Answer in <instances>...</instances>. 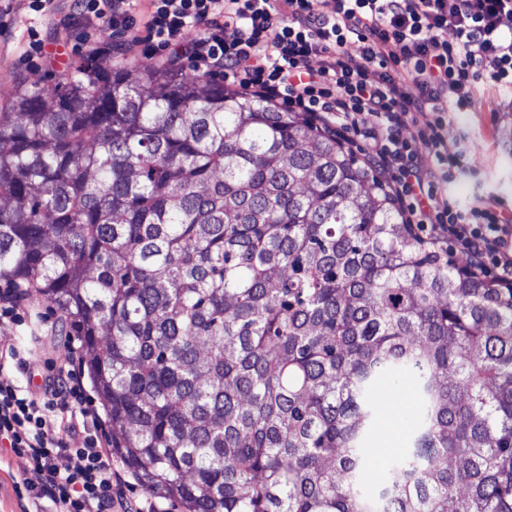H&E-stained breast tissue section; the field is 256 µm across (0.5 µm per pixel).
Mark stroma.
Wrapping results in <instances>:
<instances>
[{
    "mask_svg": "<svg viewBox=\"0 0 512 512\" xmlns=\"http://www.w3.org/2000/svg\"><path fill=\"white\" fill-rule=\"evenodd\" d=\"M73 6L72 0H54L43 14L29 12L23 0H14L9 13L0 15V92L19 84L30 87L54 85L71 74L85 53L81 47V29L72 27L63 37L55 29L61 15ZM38 30L47 41L51 60H29V30ZM498 90L484 89L473 111L451 114L445 128L447 139L465 138L466 157L472 179L457 185L459 197L492 191L512 205V112L498 111ZM377 400L392 399L399 407L393 413L378 411L376 433L369 443V465L364 481L369 488L379 486L391 457L390 450L406 447L415 421V400L409 386L381 385ZM117 474L113 495L126 512H181L179 505L150 492L129 471L124 460L113 457ZM27 468L24 459L0 451V512H27L29 504L15 491V483Z\"/></svg>",
    "mask_w": 512,
    "mask_h": 512,
    "instance_id": "obj_1",
    "label": "stroma"
}]
</instances>
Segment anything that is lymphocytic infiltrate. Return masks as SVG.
Masks as SVG:
<instances>
[{
	"label": "lymphocytic infiltrate",
	"mask_w": 512,
	"mask_h": 512,
	"mask_svg": "<svg viewBox=\"0 0 512 512\" xmlns=\"http://www.w3.org/2000/svg\"><path fill=\"white\" fill-rule=\"evenodd\" d=\"M137 2L74 7L88 31L108 28L145 56L166 51L171 67L221 75L348 134L408 223L512 285V209L453 194L471 170L462 142L443 136L447 114L472 111L481 87L512 90V0H149L143 39ZM36 363L41 385L22 389L18 371ZM85 401L64 359L0 340V443L27 461L15 490L35 512H112V459ZM74 435L81 447H68Z\"/></svg>",
	"instance_id": "obj_1"
}]
</instances>
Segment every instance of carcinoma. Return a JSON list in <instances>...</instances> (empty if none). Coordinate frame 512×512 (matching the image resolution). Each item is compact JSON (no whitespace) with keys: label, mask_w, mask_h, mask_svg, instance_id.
I'll return each mask as SVG.
<instances>
[{"label":"carcinoma","mask_w":512,"mask_h":512,"mask_svg":"<svg viewBox=\"0 0 512 512\" xmlns=\"http://www.w3.org/2000/svg\"><path fill=\"white\" fill-rule=\"evenodd\" d=\"M66 315L109 444L185 512H512V288L300 112L76 67L0 112V277ZM410 446L363 489L375 391Z\"/></svg>","instance_id":"1"}]
</instances>
